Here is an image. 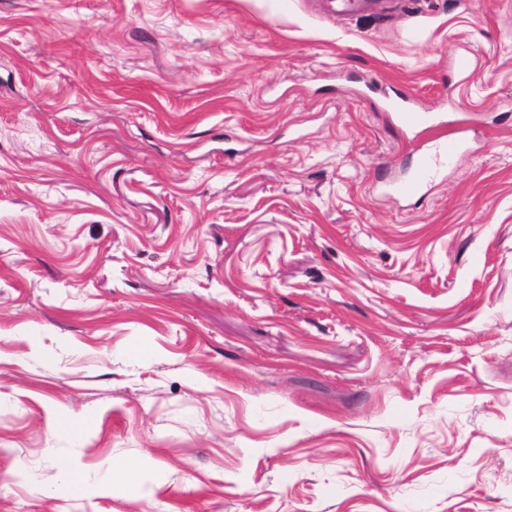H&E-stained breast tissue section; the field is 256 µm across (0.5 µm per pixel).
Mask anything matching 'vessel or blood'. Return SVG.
Here are the masks:
<instances>
[{
    "instance_id": "b4317fda",
    "label": "vessel or blood",
    "mask_w": 512,
    "mask_h": 512,
    "mask_svg": "<svg viewBox=\"0 0 512 512\" xmlns=\"http://www.w3.org/2000/svg\"><path fill=\"white\" fill-rule=\"evenodd\" d=\"M375 5V0H325L323 9L332 14H351L372 10ZM394 119L416 143L418 162L408 179L389 185L388 190L401 198L410 199L433 181L441 164L461 152L463 143L455 138L427 139V131L447 126L448 116L441 112L421 111L411 99H401L395 108Z\"/></svg>"
}]
</instances>
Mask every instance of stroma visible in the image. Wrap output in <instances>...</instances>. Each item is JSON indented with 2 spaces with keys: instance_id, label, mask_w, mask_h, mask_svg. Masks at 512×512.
Returning a JSON list of instances; mask_svg holds the SVG:
<instances>
[{
  "instance_id": "obj_1",
  "label": "stroma",
  "mask_w": 512,
  "mask_h": 512,
  "mask_svg": "<svg viewBox=\"0 0 512 512\" xmlns=\"http://www.w3.org/2000/svg\"><path fill=\"white\" fill-rule=\"evenodd\" d=\"M0 512H512V0H0ZM376 0H330L322 2L323 10L332 14H351L372 10ZM393 114L400 129L411 136L412 142L418 143V162L408 179L387 186L386 191L403 199H411L433 181L441 164L461 152L464 143L456 138L426 139L425 132L448 127V115L441 112H422L409 98L401 99ZM85 480L81 472L69 470L53 490V496L74 498L83 494Z\"/></svg>"
}]
</instances>
